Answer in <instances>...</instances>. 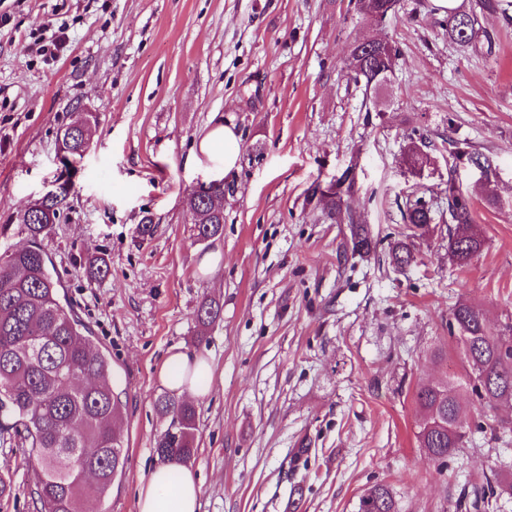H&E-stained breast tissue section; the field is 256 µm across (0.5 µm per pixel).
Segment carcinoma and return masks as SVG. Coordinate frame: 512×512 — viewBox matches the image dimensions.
<instances>
[{
	"instance_id": "carcinoma-1",
	"label": "carcinoma",
	"mask_w": 512,
	"mask_h": 512,
	"mask_svg": "<svg viewBox=\"0 0 512 512\" xmlns=\"http://www.w3.org/2000/svg\"><path fill=\"white\" fill-rule=\"evenodd\" d=\"M356 13L383 24L396 16L400 0H349ZM480 11L508 16L512 0H479ZM442 34L451 43L474 51L491 52L490 37L480 40L474 16L451 9L438 20ZM398 48L390 42L356 41L346 56V67L365 93L378 96L391 83ZM88 112L60 130L62 159L82 157L90 147ZM408 156L424 162L421 146L426 138L416 129L406 135ZM322 190L320 201L327 217L350 226L352 252L369 255L375 243L362 215L343 199L341 185ZM33 204L23 213L27 243L0 252V444L20 437L35 454L37 467L31 476L30 494L40 512H84L89 494L107 497L112 483L126 464L124 438L116 427L121 404L112 390V364L94 343L92 330L60 294L61 284L52 276L43 240L53 222L67 206L71 185ZM216 186L205 199L188 192L189 208L215 212L207 224H196L200 241H210L224 230V193ZM402 221L413 229L433 223L430 202L416 196L398 205ZM448 217L458 226L448 234V260L462 267L484 246V238L473 225L470 201L448 187ZM391 264L404 269L416 262L411 244L401 240L391 247ZM221 306L202 300L194 320L200 330L215 323ZM448 330L462 372L452 378L415 389V402L422 412L416 438L419 447L436 462L445 461L465 447L471 408L493 409L512 402V316L496 328L490 327L482 310L468 301L458 302L448 317ZM157 409L171 416L174 428L156 441L155 453L163 462L182 464L194 454L192 434L195 408L170 395L157 400ZM512 495V483L503 484L498 474L483 476L471 485L470 495L450 504L453 512H486L489 499L498 493ZM357 512H398L392 489L375 484L359 498Z\"/></svg>"
}]
</instances>
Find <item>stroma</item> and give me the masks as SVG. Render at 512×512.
Here are the masks:
<instances>
[{"label": "stroma", "mask_w": 512, "mask_h": 512, "mask_svg": "<svg viewBox=\"0 0 512 512\" xmlns=\"http://www.w3.org/2000/svg\"><path fill=\"white\" fill-rule=\"evenodd\" d=\"M432 0H400L383 29L349 0H0V251L22 246L19 216L67 182L69 206L44 239L67 301L112 359L127 463L86 512H137L167 429L157 372L172 349L207 356L195 400L200 512H356L369 487H391L400 512H448L483 473L512 481V443L473 432L438 463L419 448V383L456 375L448 313L478 305L491 325L512 312V19L481 16L492 54L448 42ZM61 26L48 48L45 22ZM395 42L400 59L381 111H366L347 50L362 37ZM96 117L88 151L64 165L61 128ZM241 136L231 173L198 157L217 122ZM419 129L432 162L411 169L406 133ZM348 205L376 241L353 255L349 229L327 219L313 187L341 176ZM223 179L224 232L198 241L184 211L196 181ZM472 200L485 239L464 267L448 263V227L410 233L397 209L449 186ZM496 192L499 204L487 206ZM152 219V235L139 233ZM410 238L417 262L389 259ZM109 275L90 281L87 257ZM220 256L209 276L197 269ZM223 307L197 335L203 298ZM447 356L432 361V348ZM306 455H299V448ZM27 448L0 447L14 483L0 512H36Z\"/></svg>", "instance_id": "1"}]
</instances>
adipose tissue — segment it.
Returning a JSON list of instances; mask_svg holds the SVG:
<instances>
[{"instance_id":"ef3b65f1","label":"adipose tissue","mask_w":512,"mask_h":512,"mask_svg":"<svg viewBox=\"0 0 512 512\" xmlns=\"http://www.w3.org/2000/svg\"><path fill=\"white\" fill-rule=\"evenodd\" d=\"M199 150L224 170L236 167L240 155V137L234 126L217 124L200 141ZM211 376V364L202 357L185 352L171 354L158 370L160 384L191 399L205 395L204 379ZM172 465H156L142 485L137 501L138 512H199L200 487L193 473L181 470L171 479Z\"/></svg>"}]
</instances>
